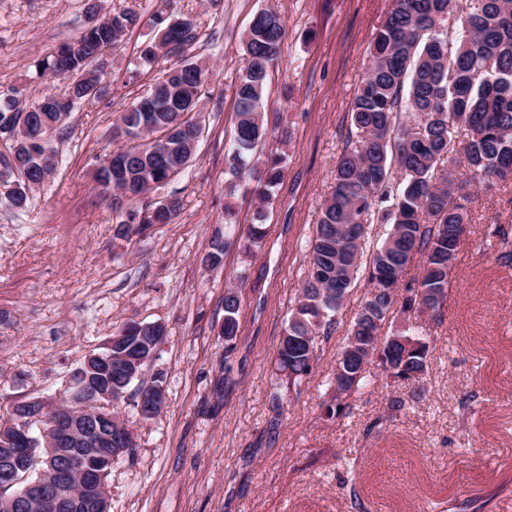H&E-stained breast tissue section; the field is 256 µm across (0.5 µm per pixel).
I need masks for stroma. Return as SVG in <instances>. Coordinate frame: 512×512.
<instances>
[{
    "label": "stroma",
    "instance_id": "obj_1",
    "mask_svg": "<svg viewBox=\"0 0 512 512\" xmlns=\"http://www.w3.org/2000/svg\"><path fill=\"white\" fill-rule=\"evenodd\" d=\"M138 17L97 60L106 96L74 108L55 140L56 173L25 209L9 206L0 175V416L22 402H57L71 372L130 321L166 332L142 380L163 374L162 414L122 411L136 448L112 467L111 512H512V183L479 190L457 249L441 324L430 329L419 397L381 367L351 414L328 418L329 382L367 290L357 280L320 337L313 370L273 407V359L308 272L307 244L347 144L349 109L390 0H101ZM275 9L285 39L262 95L266 147L285 153L282 184L253 257L230 247L202 258L213 236L236 240L256 201L243 175L225 190L243 40L253 15ZM190 20L189 53L209 72L202 135L173 181L128 199L92 169L113 151L112 124L163 70H136L156 15ZM85 0H0V94L52 89L32 62L78 36ZM179 197L180 217L124 237L129 208ZM237 215L224 222L225 208ZM505 241L483 245L491 226ZM241 298L239 332L224 352V291Z\"/></svg>",
    "mask_w": 512,
    "mask_h": 512
}]
</instances>
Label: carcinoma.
<instances>
[{
  "label": "carcinoma",
  "instance_id": "obj_1",
  "mask_svg": "<svg viewBox=\"0 0 512 512\" xmlns=\"http://www.w3.org/2000/svg\"><path fill=\"white\" fill-rule=\"evenodd\" d=\"M164 28L140 51L139 65L152 68L158 55L180 54L196 38L192 22L179 30L160 18ZM131 15L106 17L100 27L83 36L84 47L66 55L60 47L34 62L37 73L49 78H72L55 92L30 104L15 96H0V128L24 123L36 131L58 119L63 99L78 103L90 84L105 85L92 69L103 45L114 48ZM285 28L278 12L264 16L243 41L245 65L240 75L233 146L225 156L229 188L256 155L267 129L261 100L268 68L278 60ZM166 96L172 102L187 92L201 96L207 76L189 59L164 73ZM143 125L141 112L130 107L112 127V139L122 140ZM353 148L336 161L335 185L325 199L310 242L309 269L302 297L284 326L289 344L275 352L276 380L272 405L281 401L278 389L299 386L312 369L319 330L336 323V312L349 296L361 269L368 270L367 292L348 334L354 352L336 364L333 400L328 416L352 412V397L369 384L377 363L403 381L416 383L426 372L429 344L419 337L428 323L441 324L448 307L450 274L458 243H448L455 226L472 221V190L490 189L512 179V0H391L384 21L369 47V63L351 102ZM466 139L458 142V133ZM17 148L0 158L5 170L25 169L36 177L54 166L55 147L43 156L19 136ZM112 161L119 178L95 181L102 187L129 192L145 183L155 188L171 181L169 162L146 142L116 149ZM284 156L271 152L262 161L252 186L258 202L257 219L240 231L238 248L252 256L266 237V208L284 179ZM175 214L150 218L147 211L130 213L142 223L171 224L182 211L174 198ZM391 225L381 245L365 254L367 225ZM228 241L215 239L204 262L220 265ZM417 262L420 275L407 289L401 308L394 307L396 289L406 268ZM241 300L230 288L224 293V345L229 353L239 331ZM390 319L403 325L400 337L413 343L407 349L381 328ZM158 346L136 339H118L117 357L124 352L156 353Z\"/></svg>",
  "mask_w": 512,
  "mask_h": 512
}]
</instances>
